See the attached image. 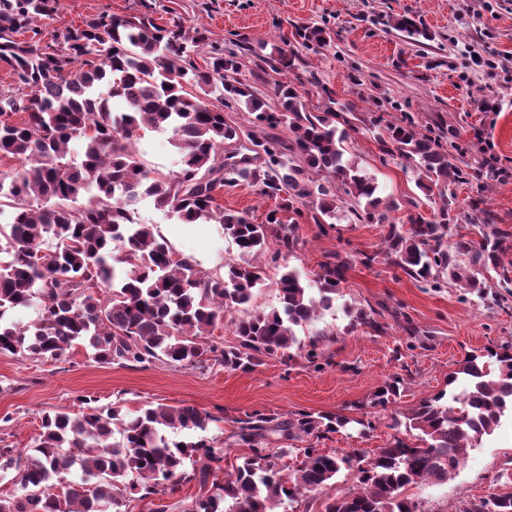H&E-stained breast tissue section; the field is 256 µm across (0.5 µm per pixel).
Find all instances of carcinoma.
Instances as JSON below:
<instances>
[{
    "label": "carcinoma",
    "instance_id": "obj_1",
    "mask_svg": "<svg viewBox=\"0 0 512 512\" xmlns=\"http://www.w3.org/2000/svg\"><path fill=\"white\" fill-rule=\"evenodd\" d=\"M57 12V0H0V62L15 76L14 86L0 90V353L27 352L57 359L75 345L91 349L100 364L153 363L166 360L192 368L218 364L247 370L259 357L283 362L303 355L309 366L319 362L320 339L302 340L306 328L336 300L347 262L329 254L320 262L313 283L289 269L276 280L280 308L244 311L234 321L235 343L211 338L224 313L251 302L253 289L266 272L246 258L274 243V256L296 251L295 223L279 213L301 215L300 206L316 205L315 223L338 219L342 197L359 222L383 224L382 201L375 179L345 157L346 126L331 91L322 88L328 104L308 109L309 92L286 79L275 83L277 109L271 110L236 74L239 51L216 48L200 68L191 54L205 42L201 30L180 23L156 24L147 16H90L62 36L46 42L37 24ZM392 28L419 43L433 39L421 23L395 19ZM30 31L18 42L13 35ZM302 46L322 47L331 38L323 27L296 32ZM301 61L293 46L273 47L257 69L286 74ZM109 79V97L96 94ZM242 104L261 127L288 130V138L247 134L224 118V109L209 99ZM125 101L114 112L108 98ZM375 137L379 160L404 159L418 172L417 186L431 191L438 183L466 184L470 174L448 158L441 137L416 129L412 121L383 124ZM149 128L172 134L180 154L179 169L165 174L147 168L131 145ZM238 145L224 153V144ZM80 146L79 161L71 146ZM263 158V166L240 165L243 152ZM248 180L262 195L280 199L263 224L244 211L216 204L227 185ZM286 196H281V192ZM87 202L73 207L84 194ZM143 196L177 215L186 224L199 220L223 226L240 261L224 265V273L205 276L189 257H179L164 237L133 217ZM481 197L471 214L453 212L444 201L426 217L411 213L407 225H389L385 247L365 254L362 264L377 258L423 288L456 285L491 304L506 308L512 297V231L496 222ZM484 225L479 242L457 232L461 223ZM498 277L491 284L489 273ZM496 291H491V288ZM34 307L31 325L6 320L16 309ZM390 316L413 342L426 346L410 315L398 309L383 313L373 307L356 310L351 329L386 332ZM465 377L463 389L442 402L445 393L420 400L405 427L419 432L421 444L395 438L367 457L358 452H326L311 444L269 448V438H326L354 423L361 431L372 422L330 413L298 411L286 419L252 411L234 419L233 444L244 446L234 472L219 479L224 449L200 437L176 441L170 434L204 432L211 416L189 406L149 404L134 415L117 406H99L93 395H81L86 411L47 414L31 450L19 453L0 445V470H16L15 492L0 496V512H109L123 500H154L182 483L195 482L201 494L188 512H310L312 495L357 464V482L325 512H421L406 495L409 486L445 482L463 464L467 450L491 434L505 414H512V342L500 350L468 354L448 384ZM401 378L393 376L378 388L373 406L399 395ZM293 455L299 464L286 473L276 460ZM80 471V481L68 479ZM499 492L461 503L457 512H512V474L497 481Z\"/></svg>",
    "mask_w": 512,
    "mask_h": 512
}]
</instances>
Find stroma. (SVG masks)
<instances>
[{
    "label": "stroma",
    "mask_w": 512,
    "mask_h": 512,
    "mask_svg": "<svg viewBox=\"0 0 512 512\" xmlns=\"http://www.w3.org/2000/svg\"><path fill=\"white\" fill-rule=\"evenodd\" d=\"M96 14H145L160 25L179 21L187 28H202L206 40L193 57L198 65L212 47L232 41L243 45L250 63L238 77L266 99L273 95L274 78L261 74L254 59L268 55L282 41H295L299 26L327 27L330 42L314 51L301 50L302 61L290 72L291 80L317 79L339 105L353 107L362 117L379 105L387 120L397 123L409 116L422 131L440 125L454 128L458 165L473 173L490 166L512 171V0H58L55 18L41 21L40 27L44 35L59 34ZM402 15L422 21L432 32V41L416 46L391 29L389 20ZM490 60L495 63L491 69L486 66ZM354 75L363 80L369 101L357 97L350 81ZM488 99L503 100V110L485 111ZM169 138L166 132L142 131L137 149L150 169L176 170L178 154ZM487 142L493 144L492 152L484 151ZM346 149L348 158L375 178L383 202L396 203V210L388 214L391 223H406L413 207L428 212L447 197L453 198L457 211H466L476 195L472 185L440 184L431 196H424L412 167L398 160L380 164L371 130L351 134ZM217 202L248 211L257 224L264 223L277 205L245 181L225 187ZM134 209L140 223L164 227L172 250L192 256L203 271H223L225 262L237 256L221 224L182 223L146 197ZM315 213L310 204L296 217L299 246L294 253L277 263L264 254L254 256V263L265 265L269 278L254 289L250 306H278L274 280L283 268L311 277L326 254L348 256L350 265L332 308L304 330L305 335L323 337L326 362L321 370L308 367L300 357L288 363L264 357L247 371L159 361L107 365L95 362L81 346L57 360L0 354V438L25 451L45 414L79 412V396L90 394L104 404L120 403L127 413L164 403L212 415L206 436L224 446L228 473L247 453L228 443L233 420L254 410L284 417L305 410L371 420L373 428L366 436L340 432L317 443L329 452L358 448L369 456L393 439V420L404 419L421 399L446 390L449 374L465 354L512 341V309L489 305L455 286L437 292L421 288L383 261L363 266L361 253L383 249L385 225L344 220L324 232L313 220ZM381 302L403 305L429 336L428 347L407 349L395 326L379 336L350 330L348 309ZM394 374L403 380L399 396L387 406H372L375 389ZM504 472L512 473L511 417L479 447L469 449L464 464L448 481L411 486L408 495L423 512H456L461 500L485 495Z\"/></svg>",
    "instance_id": "1"
}]
</instances>
